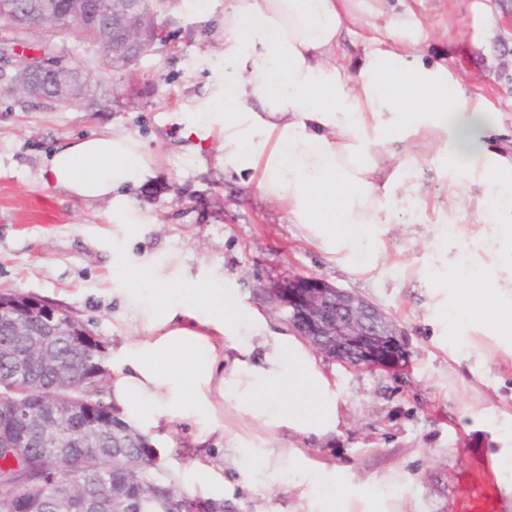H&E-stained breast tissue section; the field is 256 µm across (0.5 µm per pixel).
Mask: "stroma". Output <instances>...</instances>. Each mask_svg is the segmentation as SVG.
Segmentation results:
<instances>
[{"instance_id":"obj_1","label":"stroma","mask_w":512,"mask_h":512,"mask_svg":"<svg viewBox=\"0 0 512 512\" xmlns=\"http://www.w3.org/2000/svg\"><path fill=\"white\" fill-rule=\"evenodd\" d=\"M224 2L208 0L204 23L190 0H170L160 17L166 42L121 76L76 36L36 31L34 42L55 40L91 71V92L67 107L0 92V291L65 307L115 352L140 336L112 294L116 254L156 261L179 254L188 283L222 282L226 308L288 334V312L273 289L295 275L325 279L396 320L408 340L405 364L388 372L317 356L339 405L328 437L274 432L229 408L228 429L252 447L295 448L309 467L335 470L354 512H512V469H494L491 460L512 448V356L494 337L442 318L448 298L426 278L454 268L458 246L444 232L462 222L459 201H475L481 187L424 162L412 188L394 197L396 219L383 237L390 258L370 277L342 268L243 175L225 171L218 129L199 118L197 105L224 73ZM383 8L411 9L425 32L422 59L444 60L449 80L483 96L512 132V0H385ZM191 125L208 130L204 147L188 142ZM112 131L137 137L153 158L146 180L127 190L125 224L113 223L108 202L77 200L44 174L58 143ZM452 183L458 198L441 214H424L419 198L447 196ZM148 436L184 491L222 501L226 512H321L309 481L274 459L262 475L245 477L218 433L201 423H163ZM200 468L208 474L204 489Z\"/></svg>"}]
</instances>
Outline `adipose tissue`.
Wrapping results in <instances>:
<instances>
[{"label": "adipose tissue", "instance_id": "adipose-tissue-1", "mask_svg": "<svg viewBox=\"0 0 512 512\" xmlns=\"http://www.w3.org/2000/svg\"><path fill=\"white\" fill-rule=\"evenodd\" d=\"M375 12L368 0H228L224 78L210 94L224 112L206 119L219 128L225 165L248 173L289 223L361 274L385 257L380 232L392 221L390 201L419 172L420 148L433 145L441 165L464 169L482 187L476 221L495 226L498 250L485 264L456 232L467 271L429 280L449 297L478 298L462 315L465 326L512 348V292L496 275L498 266H512V155L493 148L500 130L483 103L450 84L442 63L419 61L424 36L413 12L388 21L392 45L364 51L350 68L337 65L341 31ZM149 168L138 139L101 133L58 145L46 180L85 202L109 200L119 224L130 208L121 186L140 182ZM181 271L176 254L161 266L124 260L116 294L143 336L122 351L108 383L120 417L141 430L183 419L219 428L229 401L242 416L296 433L335 432L336 399L312 353L257 321L243 335L223 287L203 282L183 294ZM260 392L266 403L255 402ZM282 463L308 474L323 512H351L333 490L335 472L308 470L294 451Z\"/></svg>", "mask_w": 512, "mask_h": 512}]
</instances>
